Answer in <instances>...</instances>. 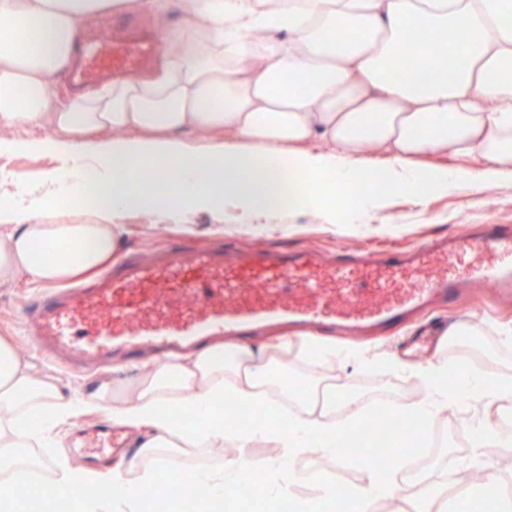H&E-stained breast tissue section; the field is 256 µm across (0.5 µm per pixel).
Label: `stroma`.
I'll use <instances>...</instances> for the list:
<instances>
[{"mask_svg": "<svg viewBox=\"0 0 512 512\" xmlns=\"http://www.w3.org/2000/svg\"><path fill=\"white\" fill-rule=\"evenodd\" d=\"M56 165V159L49 155H0V172L22 178L21 183L7 185L11 195L39 186L45 173ZM311 189L320 198L317 211L299 213L284 207L260 224L245 222L231 211L198 212L184 215L188 228L177 231L169 220L132 212L122 221L119 252L124 255L140 249L204 248L219 240L274 249L374 251L448 236L464 242L483 225H512L511 178L493 183L478 195L468 189L437 192L421 204L408 198L387 197L374 211H361L346 200L334 198L323 183H312ZM37 291L23 271L17 272L11 287L0 288V336L11 340L21 359L30 361L37 372L51 373L63 384L87 393L137 374V367L131 365L91 372L68 369L43 355L32 342L29 323L21 317L25 302ZM509 322L512 323V303L494 301L490 285L476 284L456 308L442 306L424 313L399 331L371 336L325 335L329 356L320 363L310 360L301 340H290L287 364L273 365L270 374L303 381L309 388L329 381L337 388L361 394L380 392L393 401L410 391L420 399L427 395V388L418 385L409 372L392 368L385 358L403 356L407 337L418 328L431 327L439 338L433 348L420 354V361L438 359L456 370L512 383V342L500 333L502 325ZM461 326L475 336L471 347L477 352V359L465 357L463 342L451 336ZM103 419L100 412L86 410L67 420L43 448L37 449L40 462H50L52 456L59 454L72 462L76 474H83L89 465L72 448L71 437L80 428Z\"/></svg>", "mask_w": 512, "mask_h": 512, "instance_id": "1", "label": "stroma"}]
</instances>
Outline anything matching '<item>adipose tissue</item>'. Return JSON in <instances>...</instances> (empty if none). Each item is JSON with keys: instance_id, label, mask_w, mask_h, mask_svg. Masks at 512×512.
Here are the masks:
<instances>
[{"instance_id": "obj_1", "label": "adipose tissue", "mask_w": 512, "mask_h": 512, "mask_svg": "<svg viewBox=\"0 0 512 512\" xmlns=\"http://www.w3.org/2000/svg\"><path fill=\"white\" fill-rule=\"evenodd\" d=\"M168 3L0 0L1 19L35 26L33 43L0 40V128L13 132L0 137V154L59 159L40 188L0 203V287L20 270L46 285L93 277L116 256L121 221L133 211L174 222L229 205L271 215L286 193L289 207L313 212L314 180H329L364 205L382 196L421 202L453 184L479 193L512 176V0H189L176 25L167 21ZM135 10L153 16L163 43L155 67L59 103L54 79L74 64L85 23ZM417 25L426 33L418 46L407 37ZM36 129L44 137L29 138ZM186 131L202 145L187 146ZM218 133L223 143L213 142ZM368 142L384 155L382 166L359 163ZM445 154L476 156L481 166L421 161ZM50 210L65 220L32 223ZM287 349L282 336L258 347L218 340L87 395L34 373L1 338L0 512H42L18 451L89 406L143 438L136 459L79 480L70 464L52 463L53 496L76 512H139L160 480L150 462L161 449L227 443L236 453L221 466L181 474L183 497L207 507L253 497L292 512H377L392 494V477L364 467L359 489L340 502L323 475L298 478L289 469L296 456L334 453L359 426L364 405L343 394L287 407V379L268 375ZM391 363L430 390L402 408L419 432L397 448L418 447L441 412L465 401L482 404L486 438L512 447V434L499 432L494 419L512 400L511 383L470 373L452 380L438 360ZM220 402L242 418H219ZM47 406L52 418L35 425ZM259 439L275 455L254 491L248 450ZM303 483L314 497L299 494Z\"/></svg>"}]
</instances>
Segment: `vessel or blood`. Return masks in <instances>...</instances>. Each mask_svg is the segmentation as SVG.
I'll return each instance as SVG.
<instances>
[{"instance_id": "b4317fda", "label": "vessel or blood", "mask_w": 512, "mask_h": 512, "mask_svg": "<svg viewBox=\"0 0 512 512\" xmlns=\"http://www.w3.org/2000/svg\"><path fill=\"white\" fill-rule=\"evenodd\" d=\"M109 29V37H85L73 80L138 73L159 49L158 40L130 37L125 19ZM467 248L475 261L467 278L448 275L459 250L451 240L331 258L223 244L138 252L89 283L45 289L23 317L43 354L78 370L167 357L283 322L311 332L391 331L420 308L457 302L475 281L493 284L497 299L512 298V227L487 225ZM125 443L111 425L96 424L75 446L103 463Z\"/></svg>"}]
</instances>
